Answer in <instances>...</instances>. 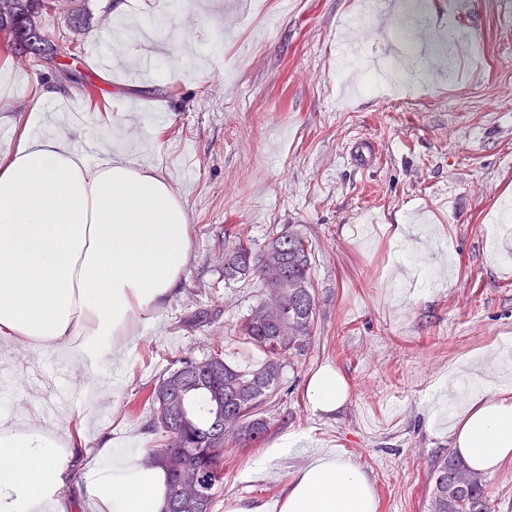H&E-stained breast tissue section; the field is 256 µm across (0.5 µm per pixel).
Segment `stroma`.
Here are the masks:
<instances>
[{
  "instance_id": "35a3bbf8",
  "label": "stroma",
  "mask_w": 512,
  "mask_h": 512,
  "mask_svg": "<svg viewBox=\"0 0 512 512\" xmlns=\"http://www.w3.org/2000/svg\"><path fill=\"white\" fill-rule=\"evenodd\" d=\"M126 2L177 30L143 45L161 65L136 80L132 59L102 64L92 47L111 44L100 29L111 0H85L72 66L88 84L45 114L77 146L107 143L155 168L187 207L191 249L180 289L139 327L127 366L101 362L115 388L87 409L86 452L105 439L153 447L148 413L129 407L175 361L217 346L228 363L262 361L236 333L262 286H225L222 244L259 245L270 228H289L313 242L317 307L267 439L306 433L370 476L377 512H424L431 465L450 452L470 396L461 389L435 413L434 385L451 373L512 380L500 363L512 346V233L500 226L512 208V0H428L411 49L393 34L403 0H387L386 20L363 18L356 34L346 23L363 0H196L207 32L181 26L162 0ZM440 29L441 72L396 98L346 92L343 57L405 59ZM364 144L381 155L370 168L355 160ZM326 365L348 388L331 413L313 411L306 394ZM261 452L226 438L215 512L277 500L300 462L243 480Z\"/></svg>"
}]
</instances>
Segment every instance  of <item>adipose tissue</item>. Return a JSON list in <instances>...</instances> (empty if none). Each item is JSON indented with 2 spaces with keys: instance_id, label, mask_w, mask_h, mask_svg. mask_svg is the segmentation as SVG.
Masks as SVG:
<instances>
[{
  "instance_id": "obj_1",
  "label": "adipose tissue",
  "mask_w": 512,
  "mask_h": 512,
  "mask_svg": "<svg viewBox=\"0 0 512 512\" xmlns=\"http://www.w3.org/2000/svg\"><path fill=\"white\" fill-rule=\"evenodd\" d=\"M191 228L185 204L151 167L101 156L88 161L63 134L27 121L0 157V343L52 349L88 366L101 390L103 357L124 363L132 331L179 288ZM313 410L341 408L347 387L326 366L309 380ZM65 439L36 415L0 412V512H163V469L142 448L102 445L78 497L62 491L84 446V408L64 413ZM453 450L474 470L512 459V391L472 392L452 426ZM305 456L277 506L241 502L232 512H376L373 484L350 459L307 448L298 436L264 449L245 477Z\"/></svg>"
}]
</instances>
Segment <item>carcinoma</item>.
I'll list each match as a JSON object with an SVG mask.
<instances>
[{"label": "carcinoma", "instance_id": "1", "mask_svg": "<svg viewBox=\"0 0 512 512\" xmlns=\"http://www.w3.org/2000/svg\"><path fill=\"white\" fill-rule=\"evenodd\" d=\"M76 0H0V34L22 62H47L57 53L74 59L73 43L83 31ZM63 17L72 38L51 39L37 18L48 12ZM313 243L307 237L271 228L257 251L238 242L224 253V283L256 277L263 297L238 327L240 341L259 349L264 362L238 367L219 353L185 358L169 370L148 395L153 427L161 433L152 457L168 476L164 512H199L190 504L200 492L208 503L224 482V439L232 435L244 446L260 443L272 425L286 354L304 353L316 313L312 280ZM427 512H490V499L480 473L461 457H436L429 475Z\"/></svg>", "mask_w": 512, "mask_h": 512}]
</instances>
